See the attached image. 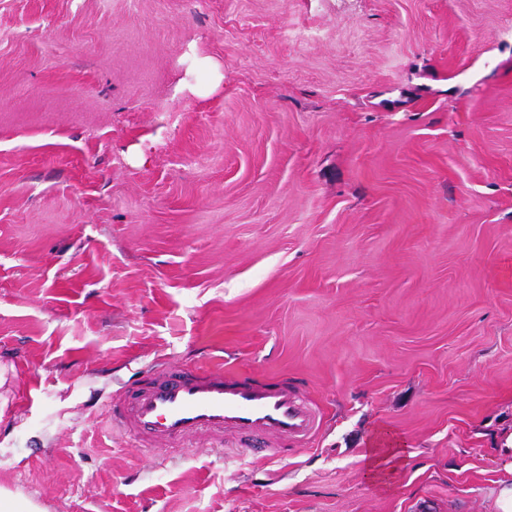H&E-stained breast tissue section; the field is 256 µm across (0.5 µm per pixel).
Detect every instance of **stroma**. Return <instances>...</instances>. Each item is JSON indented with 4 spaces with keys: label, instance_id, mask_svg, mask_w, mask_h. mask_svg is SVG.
<instances>
[{
    "label": "stroma",
    "instance_id": "1",
    "mask_svg": "<svg viewBox=\"0 0 512 512\" xmlns=\"http://www.w3.org/2000/svg\"><path fill=\"white\" fill-rule=\"evenodd\" d=\"M160 364L289 377L323 426L142 453L105 403ZM510 432L512 0H0V487L491 512ZM392 443L375 441L373 448L367 450V472L371 477H378L385 473V469L399 463V448H384Z\"/></svg>",
    "mask_w": 512,
    "mask_h": 512
}]
</instances>
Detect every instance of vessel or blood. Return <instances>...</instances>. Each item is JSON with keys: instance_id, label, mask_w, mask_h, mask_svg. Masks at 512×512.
<instances>
[{"instance_id": "b4317fda", "label": "vessel or blood", "mask_w": 512, "mask_h": 512, "mask_svg": "<svg viewBox=\"0 0 512 512\" xmlns=\"http://www.w3.org/2000/svg\"><path fill=\"white\" fill-rule=\"evenodd\" d=\"M114 431L135 447L228 446L246 458L287 457L289 449L308 444L322 426L318 406L301 396L288 378L269 382L251 375L226 376L224 368L154 369L148 382L122 383L108 404ZM260 440L257 449L250 440Z\"/></svg>"}]
</instances>
